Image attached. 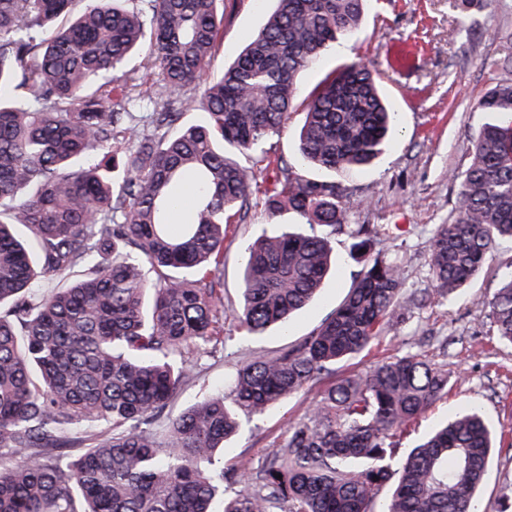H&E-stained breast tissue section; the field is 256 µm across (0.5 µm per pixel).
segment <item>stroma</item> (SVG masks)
I'll return each instance as SVG.
<instances>
[{
    "label": "stroma",
    "mask_w": 512,
    "mask_h": 512,
    "mask_svg": "<svg viewBox=\"0 0 512 512\" xmlns=\"http://www.w3.org/2000/svg\"><path fill=\"white\" fill-rule=\"evenodd\" d=\"M274 6V0H224L213 74H220L249 42ZM510 40L512 0H490L465 17L455 10L453 0H371L358 33L341 39L340 50L328 54L321 66L301 73L303 97L326 72L343 63H363L378 76L398 114L396 131L389 150L373 167L342 178L347 189L344 204L350 223L386 226L380 247L398 262L404 294L420 293L426 301L411 309L406 321L390 324L377 345L338 364L333 374L261 415L242 418L238 433L226 444V466L261 464L335 380L365 373L383 358L411 353L443 366L448 394L407 428L403 447H412L455 411L480 408L502 438L476 499L481 512H500L503 505L512 504V345L500 341L488 307L503 276L512 271V243L499 244L466 287L449 297L435 291L429 270L433 235L454 213L453 175L465 170L474 137L491 119L478 109V101L501 77ZM396 41L415 47L418 64L389 74L385 57ZM149 51V45H142L129 64L134 87L128 109L137 117L149 112L162 94L161 82L146 67ZM300 226L295 215L273 218L260 207L252 209L245 223L230 225L217 285L224 341L190 351V377L173 399V411L229 387L236 369L254 356H273L298 342L347 296L361 266L348 255V239L338 235L332 239L335 271L318 303L291 317L287 335L272 330L251 336L238 328L233 313L240 298L243 243Z\"/></svg>",
    "instance_id": "stroma-1"
}]
</instances>
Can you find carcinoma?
Wrapping results in <instances>:
<instances>
[{
  "label": "carcinoma",
  "instance_id": "1",
  "mask_svg": "<svg viewBox=\"0 0 512 512\" xmlns=\"http://www.w3.org/2000/svg\"><path fill=\"white\" fill-rule=\"evenodd\" d=\"M366 2L276 0L216 77L224 0H0V512H480L495 433L479 410L454 413L404 454L397 447L448 394L447 371L415 354L332 384L260 465L224 467L241 417L374 346L415 304L402 297L399 265L377 250L380 230L348 223L336 181L389 148L394 116L372 73L343 64L304 100L298 148L318 175L271 142L300 73L359 29ZM146 39L169 96L144 132L114 99ZM478 107L496 120L457 178L456 217L431 241L446 296L512 242V78ZM186 112L203 120L185 126ZM270 168L263 187L257 172ZM187 187L191 217L170 224ZM254 202L328 232L246 243L235 318L248 334L284 329L318 299L336 263L333 235L349 239L360 279L308 336L239 368L230 396L170 413L189 377L186 350L218 342L225 225L243 223ZM79 265L81 278L39 290ZM489 308L512 344V272ZM86 423L105 432L86 435Z\"/></svg>",
  "mask_w": 512,
  "mask_h": 512
}]
</instances>
